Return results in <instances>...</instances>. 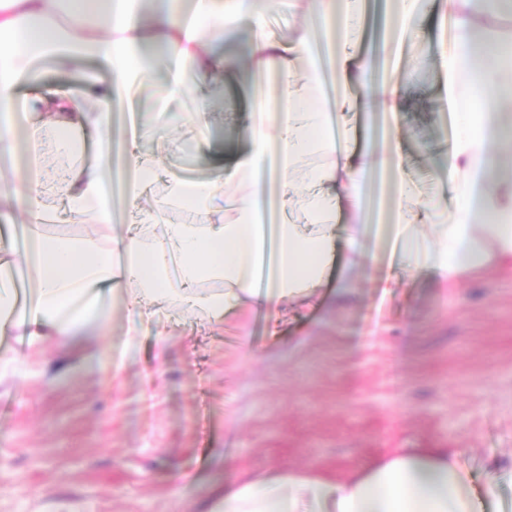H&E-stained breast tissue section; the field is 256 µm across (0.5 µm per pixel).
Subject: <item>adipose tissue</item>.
Instances as JSON below:
<instances>
[{
	"mask_svg": "<svg viewBox=\"0 0 512 512\" xmlns=\"http://www.w3.org/2000/svg\"><path fill=\"white\" fill-rule=\"evenodd\" d=\"M215 2L191 0L196 20L190 23L181 11L160 2L144 16L138 0H91L64 13L59 0H0V155L19 148L25 154L10 177H0V219L17 207L29 223H42L55 200L71 219L111 223L105 166L113 109L155 72L167 71L169 80L158 93L160 105L151 122L154 134L167 131L168 103L192 95L184 70L200 77L224 70L221 45L234 32ZM232 2L250 33V73L275 69L285 107L275 113L258 108L252 116L251 148L235 157L228 170H216L206 180L176 182L174 193L188 218L169 225L167 237L151 248L133 237L90 253L57 238L33 237L25 265L36 283V305L15 322L27 327L30 338L49 328L62 341L73 340L81 323L101 317V288L116 291L129 279L140 283L143 296L176 293L182 304L217 318L225 308L247 302L272 308L284 297L320 287L334 238L357 252L374 153L359 150L325 111L324 84L360 85L369 112L380 104L379 96H386L383 104L394 122L402 110L399 85L377 83L370 56L339 51L322 59L314 40H346L360 0H316L289 45L265 31L268 0ZM476 2L448 0L454 47L443 54L441 66L447 74L448 107L457 116L443 161L448 195L416 197L397 163L398 130H391L382 160L395 187L388 222L396 228L403 255L424 257L439 282L451 288L490 260L512 265V192L502 190L512 177L504 173L495 150L507 134L500 105L512 100V90L502 89L496 66L475 38L480 27ZM429 5V0H390L391 21L401 38L419 36ZM98 15L108 18V28L95 23ZM87 57L99 61L106 77L87 74L63 88L44 84L50 65ZM22 83L33 93L20 104L16 89ZM85 130L99 145L96 159L68 166L65 178L46 189L45 174L59 156L60 136ZM311 152L320 153L319 166L303 164ZM272 153L283 185L310 190L303 200L304 223L262 222L260 177ZM438 211L445 218L433 242L411 234L419 213ZM205 281L218 283V290L192 294V286ZM500 481L490 470L482 485H475L462 448H388L344 479L281 473L228 480L211 512H483Z\"/></svg>",
	"mask_w": 512,
	"mask_h": 512,
	"instance_id": "ef3b65f1",
	"label": "adipose tissue"
}]
</instances>
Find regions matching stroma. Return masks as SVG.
I'll return each mask as SVG.
<instances>
[{
  "mask_svg": "<svg viewBox=\"0 0 512 512\" xmlns=\"http://www.w3.org/2000/svg\"><path fill=\"white\" fill-rule=\"evenodd\" d=\"M446 0L419 39L391 60L402 80L400 164L424 195H444L436 153L451 139L442 110ZM239 30L224 72L198 84L207 131L191 118L166 137L147 123L152 85L113 116L122 153L156 164L153 197L174 175L207 178L249 148L255 87L239 81ZM270 223H301L300 191L269 177ZM137 223L117 210L111 226L41 225L87 246L121 239ZM365 259L342 283L348 255L335 250L311 295L276 316L243 305L223 320L156 299L135 283L104 294L105 319L62 348L14 328L0 333V512H202L224 494L225 459L241 477L283 467L347 477L382 448H464L476 474L512 468V272L487 266L442 287L401 259L374 227Z\"/></svg>",
  "mask_w": 512,
  "mask_h": 512,
  "instance_id": "obj_1",
  "label": "stroma"
}]
</instances>
